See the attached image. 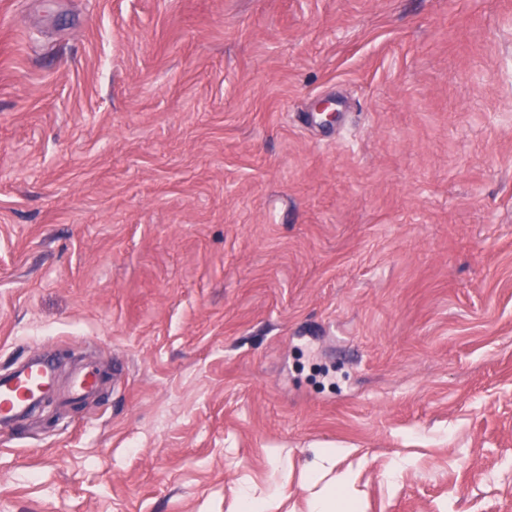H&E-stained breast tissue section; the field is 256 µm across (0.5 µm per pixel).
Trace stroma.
Segmentation results:
<instances>
[{
  "label": "stroma",
  "instance_id": "1",
  "mask_svg": "<svg viewBox=\"0 0 512 512\" xmlns=\"http://www.w3.org/2000/svg\"><path fill=\"white\" fill-rule=\"evenodd\" d=\"M33 352L0 512H512V0H0ZM101 382L98 370H83L79 372L68 386V394L73 399L81 398L95 391Z\"/></svg>",
  "mask_w": 512,
  "mask_h": 512
}]
</instances>
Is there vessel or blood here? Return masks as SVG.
I'll use <instances>...</instances> for the list:
<instances>
[{
    "mask_svg": "<svg viewBox=\"0 0 512 512\" xmlns=\"http://www.w3.org/2000/svg\"><path fill=\"white\" fill-rule=\"evenodd\" d=\"M101 382L96 370L79 372L71 381L68 393L72 398H81L95 391ZM57 385L52 358L38 362H26L11 372L0 375V421L9 422L32 409L42 389Z\"/></svg>",
    "mask_w": 512,
    "mask_h": 512,
    "instance_id": "obj_1",
    "label": "vessel or blood"
}]
</instances>
